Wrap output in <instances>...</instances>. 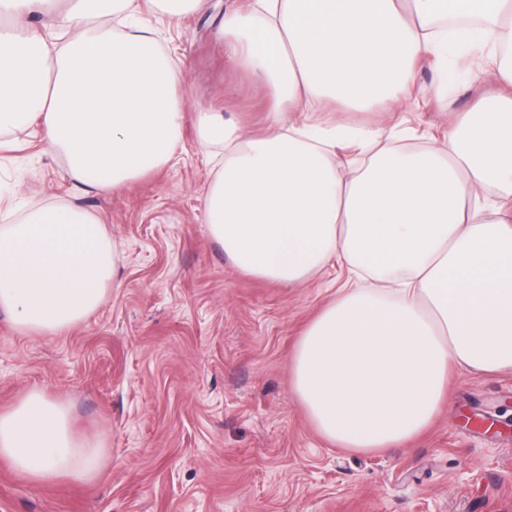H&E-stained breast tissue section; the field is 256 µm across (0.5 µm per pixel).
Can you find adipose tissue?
<instances>
[{"instance_id":"adipose-tissue-1","label":"adipose tissue","mask_w":512,"mask_h":512,"mask_svg":"<svg viewBox=\"0 0 512 512\" xmlns=\"http://www.w3.org/2000/svg\"><path fill=\"white\" fill-rule=\"evenodd\" d=\"M138 13L135 0H0V137H39L100 194L170 162L184 73ZM36 14L46 34L29 31ZM219 34L274 105L261 136L199 112L201 147L224 146L202 221L242 274L344 272L294 348L293 391L336 447L399 446L433 422L451 369L512 371V0H251ZM458 46L508 93L421 148L315 116L336 97L415 108V60ZM343 145L366 162L339 159ZM113 276L112 239L82 209L0 226V313L19 331L77 325ZM0 459L38 483L88 481L104 462L38 390L0 412Z\"/></svg>"}]
</instances>
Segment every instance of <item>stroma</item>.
I'll list each match as a JSON object with an SVG mask.
<instances>
[{"label":"stroma","mask_w":512,"mask_h":512,"mask_svg":"<svg viewBox=\"0 0 512 512\" xmlns=\"http://www.w3.org/2000/svg\"><path fill=\"white\" fill-rule=\"evenodd\" d=\"M231 3L203 0L172 24L142 14L184 71L183 139L169 164L103 196L27 134L0 148V225L34 205L73 204L104 225L115 252L104 303L72 328L26 333L0 314V411L41 390L105 452L88 483L37 484L0 459V512H512V371H453L431 427L388 451L336 447L307 418L291 357L332 298L325 279L244 275L202 222L224 148L201 151L196 108L259 133L272 104L218 36ZM415 70L428 90L416 111L338 101L323 118L396 125L416 145L497 92L477 66L452 84L436 58Z\"/></svg>","instance_id":"obj_1"}]
</instances>
